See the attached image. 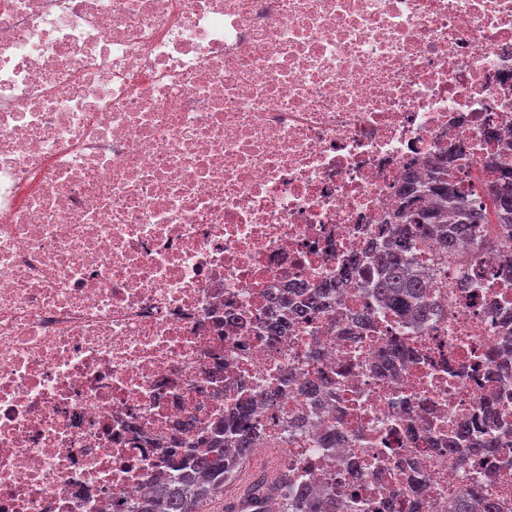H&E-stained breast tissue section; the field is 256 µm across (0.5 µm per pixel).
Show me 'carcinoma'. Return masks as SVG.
<instances>
[{
  "instance_id": "cac0c4a2",
  "label": "carcinoma",
  "mask_w": 512,
  "mask_h": 512,
  "mask_svg": "<svg viewBox=\"0 0 512 512\" xmlns=\"http://www.w3.org/2000/svg\"><path fill=\"white\" fill-rule=\"evenodd\" d=\"M433 167L438 175L430 181L422 182L413 175L405 177L397 222L382 230V240L372 253L377 276L371 287L376 300L418 326L441 313L439 302L432 296L438 281L414 268L413 254L418 246L431 242L441 253L452 252L460 239L472 235L478 225L488 223L480 195L460 189L447 177L448 158L437 159ZM489 193L499 223L512 224V170L500 174ZM362 265L363 260L359 258L349 259L335 287L344 288L353 283ZM333 303L332 293L308 287L299 293L293 312L306 308L329 309ZM417 358L416 350L396 341L385 356L391 365ZM298 392L324 400L332 395L331 381L326 377L306 381ZM255 413L251 402H241L230 417L217 422L188 449L166 455L163 470L152 480L150 495L139 499L128 510L119 504L112 512H205L206 504L224 497V487L235 479L246 458L263 441L264 434L255 424ZM497 421L495 407L487 404L481 409L480 417L464 424L463 429L494 427ZM250 492L255 504L253 510L267 512L265 502L272 498L273 492L261 484ZM277 498L283 500L282 512H338L336 503L327 501L323 491L306 486L294 487L288 501L282 494ZM456 512H498V505L476 491L460 498Z\"/></svg>"
}]
</instances>
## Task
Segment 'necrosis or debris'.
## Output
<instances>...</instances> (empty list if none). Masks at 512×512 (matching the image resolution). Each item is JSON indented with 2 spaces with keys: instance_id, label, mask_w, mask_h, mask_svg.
I'll return each mask as SVG.
<instances>
[{
  "instance_id": "4bbe7bcc",
  "label": "necrosis or debris",
  "mask_w": 512,
  "mask_h": 512,
  "mask_svg": "<svg viewBox=\"0 0 512 512\" xmlns=\"http://www.w3.org/2000/svg\"><path fill=\"white\" fill-rule=\"evenodd\" d=\"M440 154L465 189L512 169V0H0V512L135 502L185 420L244 400L263 450L344 512H385L403 463L421 512L470 489L512 512V377L489 359L512 276L473 260L511 224L419 246L447 270L426 325L362 280L267 332ZM395 338L419 358L393 379ZM330 370L338 400L266 412L283 376ZM490 399L497 446L457 465Z\"/></svg>"
}]
</instances>
